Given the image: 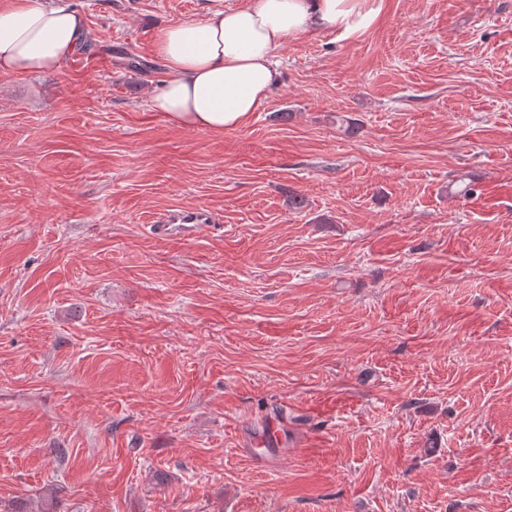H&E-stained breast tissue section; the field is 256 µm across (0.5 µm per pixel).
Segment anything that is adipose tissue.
<instances>
[{"instance_id":"adipose-tissue-1","label":"adipose tissue","mask_w":512,"mask_h":512,"mask_svg":"<svg viewBox=\"0 0 512 512\" xmlns=\"http://www.w3.org/2000/svg\"><path fill=\"white\" fill-rule=\"evenodd\" d=\"M374 0H253L159 28L155 52L171 77L150 99L174 124L212 131L245 125L279 82L276 56L290 37L369 28ZM86 35L64 0H0V75L54 72Z\"/></svg>"}]
</instances>
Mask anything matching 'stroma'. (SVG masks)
<instances>
[{
    "label": "stroma",
    "mask_w": 512,
    "mask_h": 512,
    "mask_svg": "<svg viewBox=\"0 0 512 512\" xmlns=\"http://www.w3.org/2000/svg\"><path fill=\"white\" fill-rule=\"evenodd\" d=\"M66 2L0 75V512H512V0L288 38L219 132L155 36L247 0ZM85 35L83 16L61 0H5L0 4V75L57 71ZM201 220L208 221L213 224L215 223V219L208 214L201 215L200 213H197L194 211H185V210L173 211L172 213L157 217L153 223L154 224L180 223L182 225H180L179 228L181 230H183L184 232L190 233V232H192L194 225H187V224H197Z\"/></svg>",
    "instance_id": "1"
}]
</instances>
